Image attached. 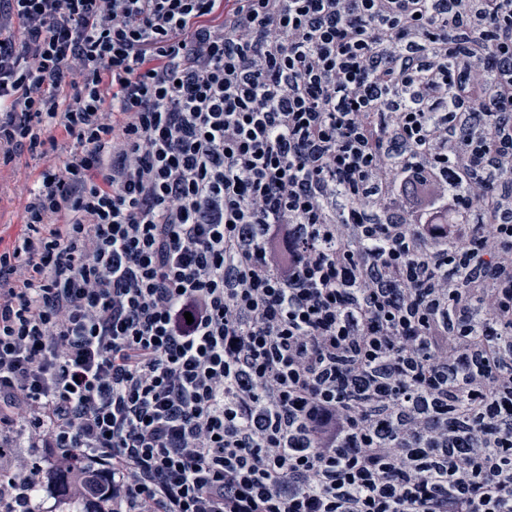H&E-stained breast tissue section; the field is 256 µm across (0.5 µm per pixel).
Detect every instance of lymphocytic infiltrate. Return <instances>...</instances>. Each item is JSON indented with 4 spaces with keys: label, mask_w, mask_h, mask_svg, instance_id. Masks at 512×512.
<instances>
[{
    "label": "lymphocytic infiltrate",
    "mask_w": 512,
    "mask_h": 512,
    "mask_svg": "<svg viewBox=\"0 0 512 512\" xmlns=\"http://www.w3.org/2000/svg\"><path fill=\"white\" fill-rule=\"evenodd\" d=\"M4 176L0 512H512V0H0ZM14 192V184L2 179V182L0 183V196L1 207L2 211L4 210V216L0 221V225L13 224L12 226H9V229L7 230V233L10 235L17 233L21 227V218L17 213L16 205L10 203L9 201V199L13 197Z\"/></svg>",
    "instance_id": "1"
}]
</instances>
